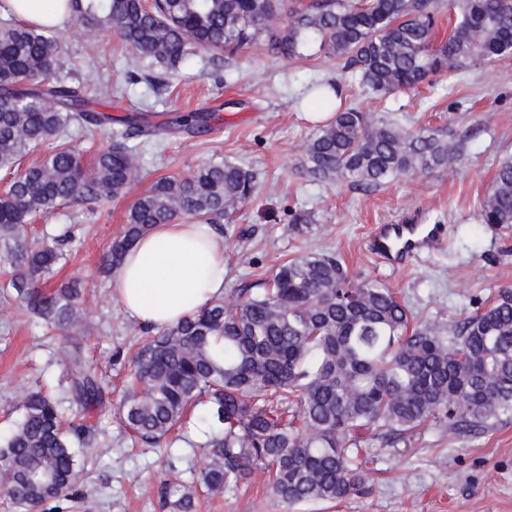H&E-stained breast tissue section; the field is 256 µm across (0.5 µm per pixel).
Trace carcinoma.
Here are the masks:
<instances>
[{"label":"carcinoma","instance_id":"carcinoma-1","mask_svg":"<svg viewBox=\"0 0 512 512\" xmlns=\"http://www.w3.org/2000/svg\"><path fill=\"white\" fill-rule=\"evenodd\" d=\"M68 2L87 26L112 30L142 68L172 74L196 48L233 55L259 46L294 59L316 45L353 69L364 92L384 96L512 56V0H309L299 8L288 0H154L150 8L143 0ZM445 7L452 27L438 41ZM62 54L53 29L0 20V171L12 175L0 195V258L14 267L0 288L67 335L80 322V289L45 287L66 256L53 242L30 247L27 225L67 203L123 195L136 178L139 146L197 134L211 114L118 121L89 107ZM335 93L331 82L313 85L311 105L334 115L304 145L301 167L311 180L373 188L463 163L454 134L337 106ZM117 121L123 128L112 127ZM73 129L108 134L89 171L67 146ZM41 147V160L20 169ZM254 191V174L227 160L156 180L130 206L102 273L118 271L151 226L232 214ZM480 218L512 226L511 158L499 164ZM58 356L66 400L28 391L18 421L0 437V486L15 512H35L75 489L76 444L86 430L64 426L63 402L105 407L102 379L80 349ZM131 365L133 381L118 408L125 428L159 445L192 411L207 427L199 473L166 487L174 512H195L199 495L233 491L257 473L290 507L341 501L364 486L373 441L391 446L429 421L468 436L512 419V287L446 325L416 322L390 288L354 279L331 255L306 253L281 264L258 290L241 289L234 303L210 302L145 337Z\"/></svg>","mask_w":512,"mask_h":512}]
</instances>
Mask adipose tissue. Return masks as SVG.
I'll list each match as a JSON object with an SVG mask.
<instances>
[{"mask_svg": "<svg viewBox=\"0 0 512 512\" xmlns=\"http://www.w3.org/2000/svg\"><path fill=\"white\" fill-rule=\"evenodd\" d=\"M26 24L63 25V0H0ZM112 291L124 312L157 329L176 325L224 294V238L211 225H154L129 249Z\"/></svg>", "mask_w": 512, "mask_h": 512, "instance_id": "1", "label": "adipose tissue"}]
</instances>
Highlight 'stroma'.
<instances>
[{"instance_id": "1", "label": "stroma", "mask_w": 512, "mask_h": 512, "mask_svg": "<svg viewBox=\"0 0 512 512\" xmlns=\"http://www.w3.org/2000/svg\"><path fill=\"white\" fill-rule=\"evenodd\" d=\"M55 34L65 67L85 85L93 109L116 118L140 113L152 122L202 108L215 114L206 133L171 134L144 145L141 176L124 195L61 207L28 226L33 241L71 229L67 260L51 282H79L85 331L50 336L37 318L0 298V435L12 430L29 388L57 390L61 347L80 344L105 386L108 406L76 416L92 431L79 451L84 470L67 512H173L162 494L164 482L188 477L201 465L196 425L174 432L168 447L158 449L134 440L117 418L145 330L113 297L100 263L131 203L158 178L221 159L256 175L252 199L214 220L224 235L228 301L240 289L257 287L282 262L309 252L333 254L351 276L392 288L418 320H457L512 285V227L480 220V201L499 163L512 157V57L492 67L472 66L452 79L435 75L417 88L376 99L361 91L342 62L321 55L287 60L256 46L228 61L202 51L171 76L161 69L137 72L131 50L112 32L73 19ZM132 71L139 78L134 86L126 83ZM325 81L337 82L343 101L363 111L393 113L414 129L452 131L463 143L464 164L378 188L311 181L300 168L317 125L306 103L312 84ZM296 213L311 218L299 231L291 224ZM406 220L447 225L446 244L400 270L378 266L370 249L373 226ZM370 453L374 463L364 492L343 501L290 508L256 480L200 498L196 512H512V420L470 437L429 423L395 446L373 444Z\"/></svg>"}]
</instances>
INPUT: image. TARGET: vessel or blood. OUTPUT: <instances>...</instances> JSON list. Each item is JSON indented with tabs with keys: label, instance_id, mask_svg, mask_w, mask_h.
Returning a JSON list of instances; mask_svg holds the SVG:
<instances>
[{
	"label": "vessel or blood",
	"instance_id": "obj_1",
	"mask_svg": "<svg viewBox=\"0 0 512 512\" xmlns=\"http://www.w3.org/2000/svg\"><path fill=\"white\" fill-rule=\"evenodd\" d=\"M445 231V226L440 224L430 225L422 233L413 224H383L376 234L374 250L386 262L398 264L418 252L435 249Z\"/></svg>",
	"mask_w": 512,
	"mask_h": 512
}]
</instances>
